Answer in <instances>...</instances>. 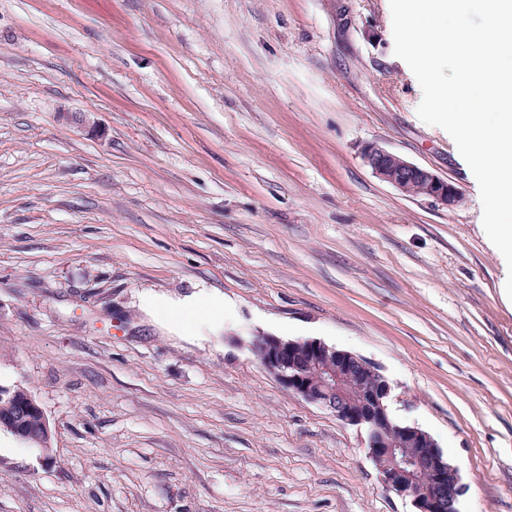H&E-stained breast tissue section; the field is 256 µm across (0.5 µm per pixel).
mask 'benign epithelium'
<instances>
[{"instance_id": "benign-epithelium-1", "label": "benign epithelium", "mask_w": 512, "mask_h": 512, "mask_svg": "<svg viewBox=\"0 0 512 512\" xmlns=\"http://www.w3.org/2000/svg\"><path fill=\"white\" fill-rule=\"evenodd\" d=\"M361 155L373 174L404 195L446 207L458 202L459 189L427 168L373 143L364 146ZM251 349L284 388L366 430L367 455L388 492L412 499L418 512H449L462 495L457 470L431 435L390 416L391 385L370 362L317 340L256 335ZM0 400L7 408L0 427L28 443L36 421L41 437L50 439L49 422L26 390L0 389Z\"/></svg>"}]
</instances>
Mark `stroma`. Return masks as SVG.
I'll return each instance as SVG.
<instances>
[{"label":"stroma","mask_w":512,"mask_h":512,"mask_svg":"<svg viewBox=\"0 0 512 512\" xmlns=\"http://www.w3.org/2000/svg\"><path fill=\"white\" fill-rule=\"evenodd\" d=\"M393 49L389 0H0V389L52 429L0 431V512H416L258 333L373 363L458 512H512L507 266ZM369 143L459 201L403 195ZM205 292L224 322L195 335L146 304Z\"/></svg>","instance_id":"1"}]
</instances>
